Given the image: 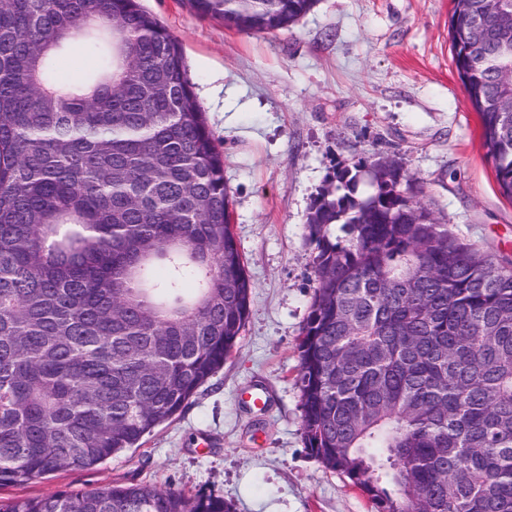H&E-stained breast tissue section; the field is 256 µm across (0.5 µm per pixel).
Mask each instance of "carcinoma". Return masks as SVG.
<instances>
[{"mask_svg": "<svg viewBox=\"0 0 512 512\" xmlns=\"http://www.w3.org/2000/svg\"><path fill=\"white\" fill-rule=\"evenodd\" d=\"M186 2L260 34L316 0ZM452 3L453 62L512 199V0ZM75 37L97 65L71 91L55 61ZM306 224V447L375 512H512V268L440 223L395 159L337 170ZM252 288L179 41L140 0H0V486L137 447L224 366ZM0 512L234 510L130 483Z\"/></svg>", "mask_w": 512, "mask_h": 512, "instance_id": "obj_1", "label": "carcinoma"}]
</instances>
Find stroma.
I'll list each match as a JSON object with an SVG mask.
<instances>
[{
    "label": "stroma",
    "instance_id": "stroma-1",
    "mask_svg": "<svg viewBox=\"0 0 512 512\" xmlns=\"http://www.w3.org/2000/svg\"><path fill=\"white\" fill-rule=\"evenodd\" d=\"M142 5L181 42L224 155L233 232L254 285L249 317L223 367L139 447L89 470L1 486L0 497L141 483L219 496L235 512H374L302 433L297 344L316 287L305 221L337 169L394 158L441 223L512 262V199L452 61L451 0H317L272 34L224 28L182 0ZM93 66L83 38L57 60L69 86ZM253 389L266 410L246 403Z\"/></svg>",
    "mask_w": 512,
    "mask_h": 512
}]
</instances>
